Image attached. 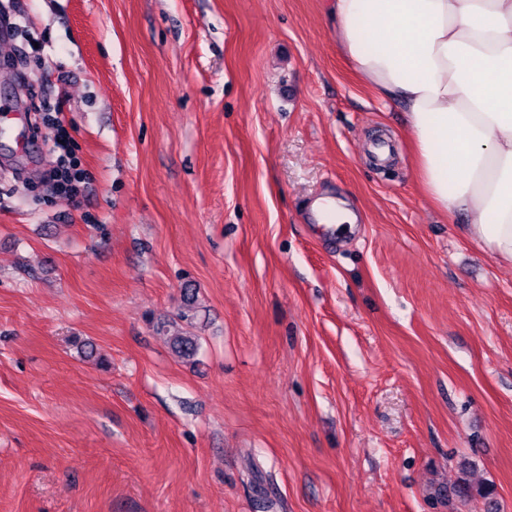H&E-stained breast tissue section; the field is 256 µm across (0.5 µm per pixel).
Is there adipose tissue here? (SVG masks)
Masks as SVG:
<instances>
[{
  "label": "adipose tissue",
  "mask_w": 512,
  "mask_h": 512,
  "mask_svg": "<svg viewBox=\"0 0 512 512\" xmlns=\"http://www.w3.org/2000/svg\"><path fill=\"white\" fill-rule=\"evenodd\" d=\"M359 82L408 115L429 203L512 264V0H328Z\"/></svg>",
  "instance_id": "adipose-tissue-1"
}]
</instances>
